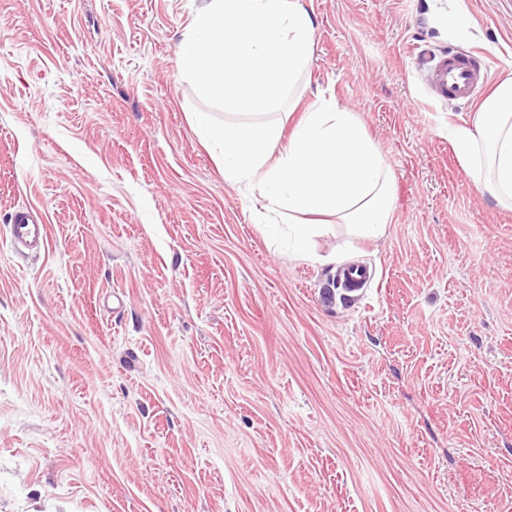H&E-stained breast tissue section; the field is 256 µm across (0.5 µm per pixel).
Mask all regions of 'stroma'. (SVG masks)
<instances>
[{"instance_id": "1", "label": "stroma", "mask_w": 512, "mask_h": 512, "mask_svg": "<svg viewBox=\"0 0 512 512\" xmlns=\"http://www.w3.org/2000/svg\"><path fill=\"white\" fill-rule=\"evenodd\" d=\"M300 2L295 112L336 100L394 177L382 236L306 255L189 121L225 116L178 63L206 0H0V512H512V210L448 142L479 104L425 84L453 48L511 74L512 0ZM11 239L15 245L31 252L45 249L47 226L40 214L33 209H16L9 220ZM371 279L369 271L361 266H346L340 271V280L349 292H357L364 288Z\"/></svg>"}]
</instances>
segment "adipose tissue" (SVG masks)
<instances>
[{"mask_svg": "<svg viewBox=\"0 0 512 512\" xmlns=\"http://www.w3.org/2000/svg\"><path fill=\"white\" fill-rule=\"evenodd\" d=\"M311 32L298 0H209L178 46L180 66L199 96L251 120L219 126L197 112L193 122L225 181L258 191L269 210L332 216L372 237L392 218L393 173L354 113L320 101L287 136L269 116L307 71ZM448 141L475 188L512 209V78Z\"/></svg>", "mask_w": 512, "mask_h": 512, "instance_id": "obj_1", "label": "adipose tissue"}]
</instances>
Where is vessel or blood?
<instances>
[{
  "label": "vessel or blood",
  "mask_w": 512,
  "mask_h": 512,
  "mask_svg": "<svg viewBox=\"0 0 512 512\" xmlns=\"http://www.w3.org/2000/svg\"><path fill=\"white\" fill-rule=\"evenodd\" d=\"M488 68L474 51L444 50L431 56L425 73L430 96L440 102L469 103L476 100L489 83ZM11 239L15 245L38 252L47 244V226L32 209H18L10 216ZM369 271L361 266H346L340 280L346 289L356 292L370 281Z\"/></svg>",
  "instance_id": "vessel-or-blood-1"
}]
</instances>
